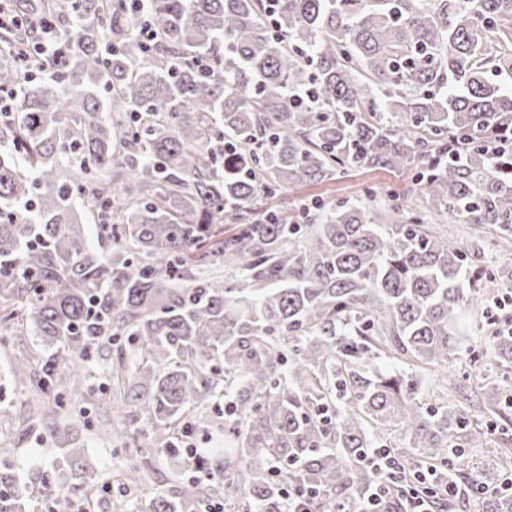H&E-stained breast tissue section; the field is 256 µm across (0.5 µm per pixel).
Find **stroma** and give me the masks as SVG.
Here are the masks:
<instances>
[{
	"label": "stroma",
	"mask_w": 512,
	"mask_h": 512,
	"mask_svg": "<svg viewBox=\"0 0 512 512\" xmlns=\"http://www.w3.org/2000/svg\"><path fill=\"white\" fill-rule=\"evenodd\" d=\"M413 172L375 169L351 176L336 175L333 179L282 193L273 202L274 208L285 214H300L303 208L318 202L348 200L357 202L372 194L383 204L393 197L410 191L414 186ZM36 350L33 337L11 340L0 348V457L15 462L20 470L31 467L60 469L71 476L74 484L89 481L96 491L91 498L60 493L56 512H148L152 498L163 494L175 497L189 484L188 474H176L168 456L153 452L149 457V476L136 495L119 496L117 485L123 477L124 459L133 446L151 448L154 435L141 422L128 423L118 438L98 440L93 435L95 425L110 413L107 400L112 394V382L103 370L116 357L114 349L99 350L95 356L98 367L92 378L95 398L70 396L67 405L75 418L65 432L49 434L35 412L27 388L16 384L10 368L24 356ZM466 405L472 421L482 429V445L468 451L470 461L486 459L489 453L503 448L512 449V411L497 414L484 409L477 397H469Z\"/></svg>",
	"instance_id": "1"
}]
</instances>
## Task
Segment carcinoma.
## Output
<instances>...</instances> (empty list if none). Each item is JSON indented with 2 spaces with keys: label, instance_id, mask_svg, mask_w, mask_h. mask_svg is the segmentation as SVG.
<instances>
[{
  "label": "carcinoma",
  "instance_id": "carcinoma-1",
  "mask_svg": "<svg viewBox=\"0 0 512 512\" xmlns=\"http://www.w3.org/2000/svg\"><path fill=\"white\" fill-rule=\"evenodd\" d=\"M139 11L156 33L135 38ZM51 21L54 57L16 53ZM42 69L51 78L35 79ZM512 0H12L0 19V344L37 337L11 376L68 428L64 400L89 391L95 351L117 346L112 397L143 417L177 472L206 489L158 495L150 512L245 501L283 512L285 476L347 505L377 476L364 461L397 427L395 480L437 472L480 444L469 413L426 402L422 382L367 369L379 348L446 367L487 404L512 408L471 346V306L512 286V268L473 261L435 224L486 226L512 243ZM371 168L416 172L412 204L367 196L302 221L280 193ZM96 226L104 255L80 225ZM231 224L230 233L224 225ZM235 277L224 280V270ZM499 363L512 335L490 333ZM460 354L465 366L450 368ZM226 399L224 423L193 448L186 408ZM151 448L126 458L135 473ZM493 464L457 478L475 492ZM50 501L67 486L33 471ZM24 493L0 460V512ZM512 512V494L482 495Z\"/></svg>",
  "mask_w": 512,
  "mask_h": 512
}]
</instances>
